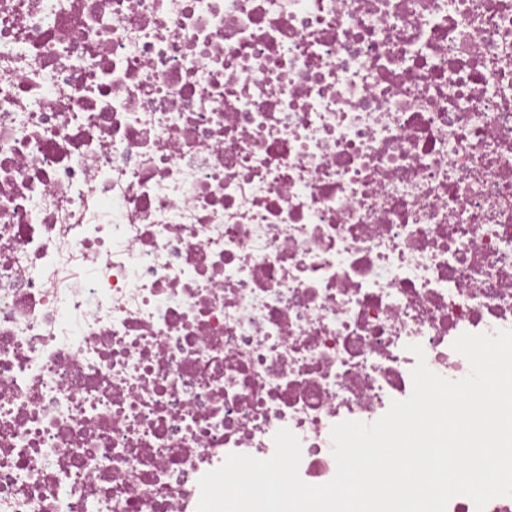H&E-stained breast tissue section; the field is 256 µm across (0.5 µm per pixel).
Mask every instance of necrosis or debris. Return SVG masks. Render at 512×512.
<instances>
[{
	"label": "necrosis or debris",
	"mask_w": 512,
	"mask_h": 512,
	"mask_svg": "<svg viewBox=\"0 0 512 512\" xmlns=\"http://www.w3.org/2000/svg\"><path fill=\"white\" fill-rule=\"evenodd\" d=\"M512 329V0H0V512H196Z\"/></svg>",
	"instance_id": "1"
}]
</instances>
